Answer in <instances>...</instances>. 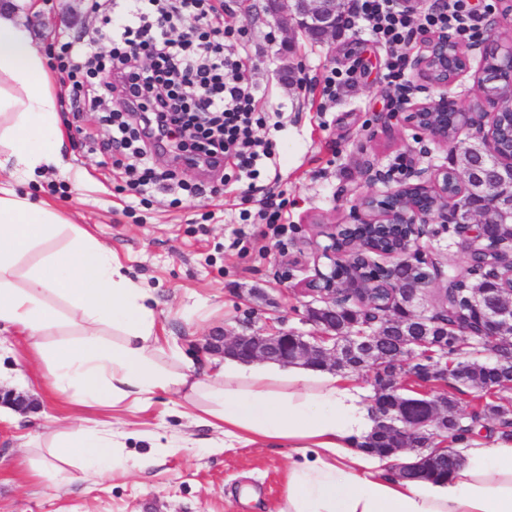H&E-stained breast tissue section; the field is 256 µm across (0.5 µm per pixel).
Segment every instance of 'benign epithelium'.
I'll return each mask as SVG.
<instances>
[{
    "mask_svg": "<svg viewBox=\"0 0 512 512\" xmlns=\"http://www.w3.org/2000/svg\"><path fill=\"white\" fill-rule=\"evenodd\" d=\"M269 11L279 19L282 30H299L305 35L321 33L325 39L336 35V29L348 21L345 0H268ZM452 39L444 32L427 36L424 49L415 61L423 79L431 86L444 88L468 68L467 54L455 53L449 48ZM482 57L498 58L508 71V86L493 93V81H480L481 101L491 104L495 113L512 112V44L501 45L491 36L479 44ZM474 109L458 106L446 94L427 98L408 107L406 120L416 129L432 136L442 144L448 138L438 130L448 128L453 122L456 129L475 125ZM481 151L487 156L492 175L468 165L454 171L457 193H448V170L441 169L427 179L416 183L405 176L397 185L381 195L370 194L361 200L358 209L345 224H319L317 236L327 240L315 252V274L306 283L304 292L319 299L322 306L307 310V320L320 331L309 337L280 331L268 334L261 330L233 335L208 336L202 349L219 357L231 355L245 361L279 362L285 365H315L329 370L344 369L341 351L355 349L377 337V332L354 333L342 340L336 329L323 321V317H336V313L360 308L369 304L368 296L373 284L380 282L390 296L398 293L393 276L395 266H406L416 273V287L405 288L407 313L413 322H426L432 315L425 307L430 286L448 278L444 266L433 254L425 253L419 246L425 228L438 224L443 230L454 226V232L466 244L469 259H477L482 270L496 274L509 271L512 275V238L502 239L490 230L495 224H512V153L499 154L493 131L482 136ZM470 182L480 185L483 200L464 209L455 205L461 191ZM355 225H372L386 233L401 232L396 246L377 255L389 259L387 264L371 261L370 243L365 236H358L351 244L353 252L361 253L373 268L374 278L356 276L343 280L336 270L350 266L351 253L336 250L339 234ZM460 291L468 292V305L478 312L480 335L490 339L512 332V289L491 288L487 285L472 288L468 279L460 278ZM429 358V373L424 378L433 382L448 383V357L434 350L420 352ZM406 384L397 381L386 393L374 391L373 402L379 424L399 443L398 451L407 450L410 438L419 431L433 432L437 428L442 406L441 396L428 392L402 395Z\"/></svg>",
    "mask_w": 512,
    "mask_h": 512,
    "instance_id": "1",
    "label": "benign epithelium"
}]
</instances>
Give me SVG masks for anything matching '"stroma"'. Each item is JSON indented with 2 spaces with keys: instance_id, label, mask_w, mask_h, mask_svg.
Instances as JSON below:
<instances>
[{
  "instance_id": "stroma-1",
  "label": "stroma",
  "mask_w": 512,
  "mask_h": 512,
  "mask_svg": "<svg viewBox=\"0 0 512 512\" xmlns=\"http://www.w3.org/2000/svg\"><path fill=\"white\" fill-rule=\"evenodd\" d=\"M11 11L33 42L56 55L61 41L91 24V0H16ZM224 26L248 34L252 78L265 88L266 112L283 111L281 126L257 129L271 140L277 169L259 168L214 197H190L153 187L132 195L100 141L110 131L108 107L74 119L61 100L63 152L69 167L48 169L16 189L58 205L72 223L94 235L134 282L154 297L152 362L171 373L213 375L203 336L251 329L313 333L306 321L312 297L320 224L348 222L360 199L395 185L403 172L454 168L455 153L412 129L399 113L385 46L368 23L351 24L325 41L285 37L266 0H230ZM350 74L335 100L302 89V78L328 71ZM279 186L288 218L268 225L257 203H242L248 184ZM0 373L34 404L22 414L0 407V512H277L294 454L284 443L224 445L223 434L200 420L205 396L187 402L156 393L140 405L103 402L76 406L49 386V371L28 337L0 331ZM111 425L123 455L150 456L146 472L114 470L91 480L77 467L57 469L45 444L73 426Z\"/></svg>"
}]
</instances>
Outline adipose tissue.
Segmentation results:
<instances>
[{
	"label": "adipose tissue",
	"mask_w": 512,
	"mask_h": 512,
	"mask_svg": "<svg viewBox=\"0 0 512 512\" xmlns=\"http://www.w3.org/2000/svg\"><path fill=\"white\" fill-rule=\"evenodd\" d=\"M47 61L12 15L0 12V163L13 165L10 182L0 183V323L30 338L50 365L53 388L70 401L138 403L159 391L196 393L200 384L188 375L172 377L147 362L154 333L150 291L55 204L13 187L48 167L67 168ZM34 250L39 261L18 285L17 266ZM51 295L65 300V318L52 311ZM61 322L80 329V342L47 349L42 336ZM106 327L119 333V345L102 343ZM208 395L226 440L293 448L279 512H512L510 436L489 446L474 442L447 479L402 480L396 458L362 451L376 428L374 405L346 377L228 356ZM112 443L111 429L79 427L60 433L57 448L94 477L111 472Z\"/></svg>",
	"instance_id": "ef3b65f1"
}]
</instances>
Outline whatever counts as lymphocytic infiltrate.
<instances>
[{
    "instance_id": "obj_1",
    "label": "lymphocytic infiltrate",
    "mask_w": 512,
    "mask_h": 512,
    "mask_svg": "<svg viewBox=\"0 0 512 512\" xmlns=\"http://www.w3.org/2000/svg\"><path fill=\"white\" fill-rule=\"evenodd\" d=\"M125 12L106 15L89 39L62 46L60 67L72 81L74 99L114 103L112 132L104 149L113 165L123 166L128 187L159 180L149 151L173 152L191 166L217 171L232 161L239 172H252L270 144L255 138L266 121L256 109L258 88L247 77L249 40L224 27V0H129ZM356 14L392 51L389 75L400 79L416 29L477 33L469 0H439L422 17L398 7V0H359ZM192 26L177 31L183 17ZM108 40L109 54L96 50Z\"/></svg>"
}]
</instances>
